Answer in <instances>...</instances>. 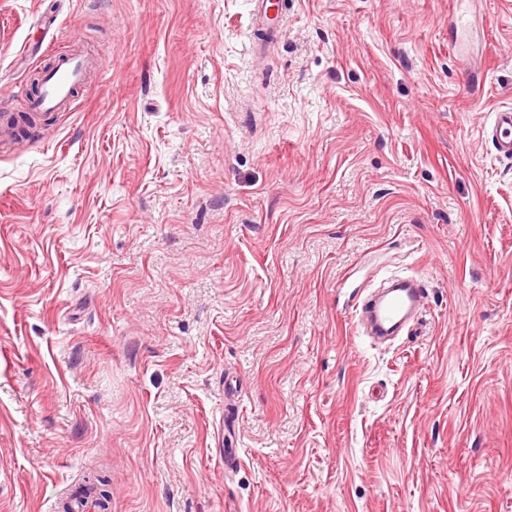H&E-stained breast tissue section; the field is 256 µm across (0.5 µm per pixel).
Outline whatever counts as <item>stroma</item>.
Instances as JSON below:
<instances>
[{"label": "stroma", "mask_w": 512, "mask_h": 512, "mask_svg": "<svg viewBox=\"0 0 512 512\" xmlns=\"http://www.w3.org/2000/svg\"><path fill=\"white\" fill-rule=\"evenodd\" d=\"M279 2L0 0V116L41 45L96 62L0 139V512H512V0ZM491 138L496 153L507 160L512 159V106L494 112ZM421 280L394 278L377 297L366 295L358 306V322L366 336L381 341L398 336L410 319L418 316L424 303Z\"/></svg>", "instance_id": "1"}]
</instances>
